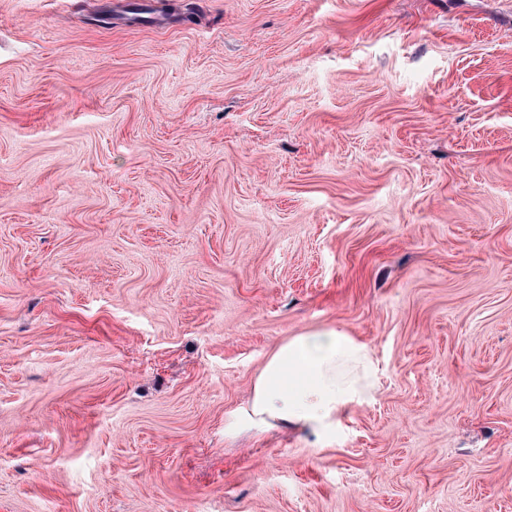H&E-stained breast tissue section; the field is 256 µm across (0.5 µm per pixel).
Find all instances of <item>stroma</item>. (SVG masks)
Masks as SVG:
<instances>
[{
	"instance_id": "obj_1",
	"label": "stroma",
	"mask_w": 512,
	"mask_h": 512,
	"mask_svg": "<svg viewBox=\"0 0 512 512\" xmlns=\"http://www.w3.org/2000/svg\"><path fill=\"white\" fill-rule=\"evenodd\" d=\"M145 2L0 0V512H512V0ZM377 372L368 345L344 333L291 337L266 360L247 403L225 414L224 437L335 429L350 407L373 399Z\"/></svg>"
}]
</instances>
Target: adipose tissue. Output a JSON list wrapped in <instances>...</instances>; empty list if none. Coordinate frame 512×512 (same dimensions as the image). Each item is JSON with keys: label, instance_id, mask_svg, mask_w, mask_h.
I'll return each mask as SVG.
<instances>
[{"label": "adipose tissue", "instance_id": "ef3b65f1", "mask_svg": "<svg viewBox=\"0 0 512 512\" xmlns=\"http://www.w3.org/2000/svg\"><path fill=\"white\" fill-rule=\"evenodd\" d=\"M377 366L367 344L332 330L294 336L257 374L247 403L224 416V435L272 429L322 434L352 406L370 402Z\"/></svg>", "mask_w": 512, "mask_h": 512}]
</instances>
